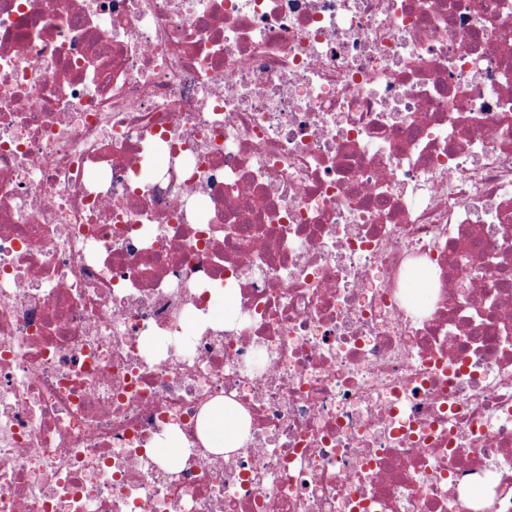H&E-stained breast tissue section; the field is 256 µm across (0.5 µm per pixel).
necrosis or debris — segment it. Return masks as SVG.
<instances>
[{"label":"necrosis or debris","instance_id":"necrosis-or-debris-1","mask_svg":"<svg viewBox=\"0 0 512 512\" xmlns=\"http://www.w3.org/2000/svg\"><path fill=\"white\" fill-rule=\"evenodd\" d=\"M0 512H512V0H0ZM206 424V445L209 448H224L230 451L238 448L246 439L241 416L231 406L219 405L207 409L204 414Z\"/></svg>","mask_w":512,"mask_h":512}]
</instances>
